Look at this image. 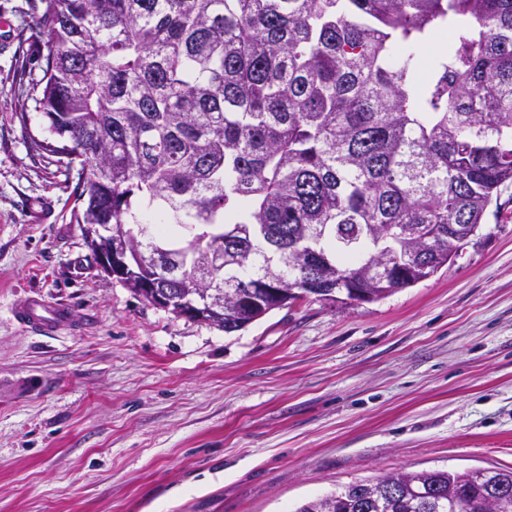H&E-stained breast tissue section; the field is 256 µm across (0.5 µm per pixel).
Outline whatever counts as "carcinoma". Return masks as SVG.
<instances>
[{
	"mask_svg": "<svg viewBox=\"0 0 512 512\" xmlns=\"http://www.w3.org/2000/svg\"><path fill=\"white\" fill-rule=\"evenodd\" d=\"M34 98L77 170L78 224H116L181 254L193 287L224 249L215 290L280 308L311 259L381 300L455 256L512 185V0H44ZM443 46L427 61L419 49ZM403 264L392 281L374 257ZM297 512H479L512 470L393 473Z\"/></svg>",
	"mask_w": 512,
	"mask_h": 512,
	"instance_id": "1",
	"label": "carcinoma"
}]
</instances>
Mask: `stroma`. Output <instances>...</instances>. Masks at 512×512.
<instances>
[{
  "mask_svg": "<svg viewBox=\"0 0 512 512\" xmlns=\"http://www.w3.org/2000/svg\"><path fill=\"white\" fill-rule=\"evenodd\" d=\"M43 0H0V512H296L389 473L512 468V186L434 276L233 333L100 272L29 96ZM48 200L47 222L29 217ZM33 295L74 326L23 329Z\"/></svg>",
  "mask_w": 512,
  "mask_h": 512,
  "instance_id": "obj_1",
  "label": "stroma"
}]
</instances>
